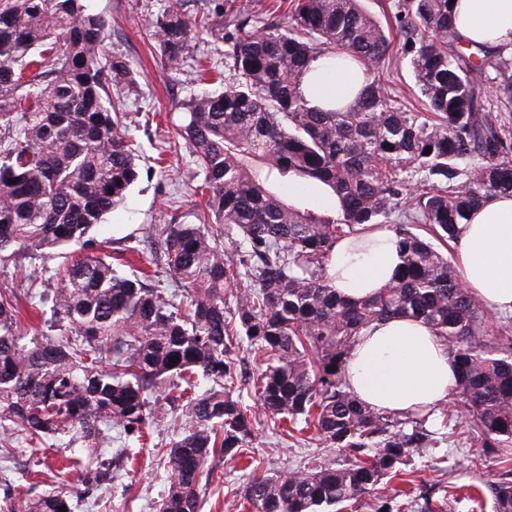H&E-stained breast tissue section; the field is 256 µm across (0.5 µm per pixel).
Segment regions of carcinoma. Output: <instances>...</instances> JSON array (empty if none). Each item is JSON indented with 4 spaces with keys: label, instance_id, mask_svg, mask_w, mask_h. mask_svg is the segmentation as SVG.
<instances>
[{
    "label": "carcinoma",
    "instance_id": "obj_1",
    "mask_svg": "<svg viewBox=\"0 0 512 512\" xmlns=\"http://www.w3.org/2000/svg\"><path fill=\"white\" fill-rule=\"evenodd\" d=\"M213 2L190 20L172 0L151 23L169 65L207 34L238 72L224 91L180 104L178 136L204 173L198 223L173 216L149 243L110 254L94 233L138 171L126 103L109 89L135 85L136 74L109 53L108 20L84 0H0V263L19 280L0 289V438L64 441L77 484L97 487L146 447L162 389L183 403L184 422L158 449L168 485L153 510L201 512V479H223L208 463L253 457L246 389L278 435L316 440L344 460L256 474L240 512H447L446 494L419 506L381 487L414 449L436 443L426 427L435 409L377 410L346 380L362 330L412 318L457 368L462 410H442L445 426L467 435L470 466L492 456L508 466L484 493L492 512H512V456L500 452L512 444V332L493 328L439 249L488 197H512V55L464 40L455 0H395L394 30L362 0H289L266 22L226 19ZM346 56L363 69L354 101L312 106L300 91L311 63L332 71ZM401 65L416 106L387 79ZM274 176L323 185L339 210L287 199ZM366 224L393 233L401 266L375 295L348 301L328 270L336 243ZM72 245L49 277L29 264ZM23 298L49 306L46 334L30 335ZM114 429L128 445L110 462L83 463L76 446L110 445ZM72 509L71 494L27 502V512Z\"/></svg>",
    "mask_w": 512,
    "mask_h": 512
}]
</instances>
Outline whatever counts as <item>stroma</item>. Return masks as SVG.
Segmentation results:
<instances>
[{
	"label": "stroma",
	"mask_w": 512,
	"mask_h": 512,
	"mask_svg": "<svg viewBox=\"0 0 512 512\" xmlns=\"http://www.w3.org/2000/svg\"><path fill=\"white\" fill-rule=\"evenodd\" d=\"M88 7L105 16L111 25L108 49L122 58L137 73L138 82L125 92L129 133L135 141L140 159V174L123 204L110 213L103 224L101 238L122 244L124 237L136 234L146 239L155 225L169 223L172 215L183 222L195 221L194 189L203 180L183 142L175 134L179 104L200 85L195 80V62L203 60L219 69L223 82L233 80V72L224 58V45L210 36L192 39L189 52L180 68H167L158 48L147 33L148 22L162 16L167 0H86ZM468 447L444 441L435 448L414 454L407 477L390 480V488L433 491L436 482L446 485L472 483L481 485L496 479L499 465L468 467ZM56 449L16 445L8 458L0 457V481L14 485V512H26L28 495L45 492L66 493L73 487L70 473L58 468ZM333 449L318 443L297 444L276 437L266 425H259L255 442L256 468L247 462L216 459L222 483L207 487L202 512H237L235 492L253 473L283 474L323 461L335 459ZM41 470L42 481L29 487L25 474ZM167 485L165 462L156 450L140 449L133 464L121 470L111 485L91 494L81 502L77 512H153L152 503Z\"/></svg>",
	"instance_id": "stroma-1"
}]
</instances>
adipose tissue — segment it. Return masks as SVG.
<instances>
[{
    "instance_id": "adipose-tissue-1",
    "label": "adipose tissue",
    "mask_w": 512,
    "mask_h": 512,
    "mask_svg": "<svg viewBox=\"0 0 512 512\" xmlns=\"http://www.w3.org/2000/svg\"><path fill=\"white\" fill-rule=\"evenodd\" d=\"M463 39L512 53V0H457ZM455 262L465 287L492 311L512 314V198L492 197L460 225ZM400 264L392 234L364 230L339 241L330 267L337 295L361 300L392 280ZM456 368L432 329L392 318L365 330L348 363L347 380L378 410L406 412L447 399Z\"/></svg>"
}]
</instances>
